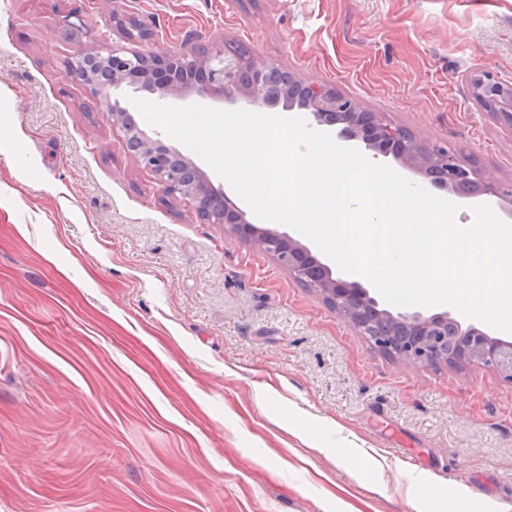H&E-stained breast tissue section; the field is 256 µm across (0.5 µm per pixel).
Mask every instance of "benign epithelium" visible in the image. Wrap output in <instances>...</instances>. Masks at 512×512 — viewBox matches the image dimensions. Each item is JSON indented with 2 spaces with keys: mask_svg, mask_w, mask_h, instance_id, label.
I'll return each mask as SVG.
<instances>
[{
  "mask_svg": "<svg viewBox=\"0 0 512 512\" xmlns=\"http://www.w3.org/2000/svg\"><path fill=\"white\" fill-rule=\"evenodd\" d=\"M92 2L105 19L104 32L88 27L79 9L60 16L62 28L84 32L91 43L67 61V76L84 87L88 111L111 117L112 128L122 133L127 150L168 194L192 200L197 219L222 224L253 250L273 257L382 353L421 367L479 362L512 380V341L493 337L473 324L464 328L447 311L425 315L419 311L393 313L380 307L368 289L333 276L326 264L288 233L251 223L245 211L230 204L213 187L204 171L149 137L130 120L125 108L110 102L108 90L126 84L174 98L194 91L230 104L240 100L262 107L280 103L287 111L299 108L310 112L319 125L340 126V139L361 142L377 155L392 156L403 167L431 178L439 190L453 191L463 182L476 180L479 194L510 203L511 183L505 185L481 175L445 145L423 144L404 128L363 110L352 97L305 84L268 61L229 56L212 42L205 46L187 43L179 51L164 55L110 47L107 40L111 31L132 43L150 40L154 32L143 22L127 26L123 15L112 8L113 0ZM472 96L497 124L512 132L511 86L485 75L473 79Z\"/></svg>",
  "mask_w": 512,
  "mask_h": 512,
  "instance_id": "benign-epithelium-1",
  "label": "benign epithelium"
}]
</instances>
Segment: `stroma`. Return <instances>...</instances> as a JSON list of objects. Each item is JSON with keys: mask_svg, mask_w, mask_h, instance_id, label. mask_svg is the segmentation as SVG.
Returning <instances> with one entry per match:
<instances>
[{"mask_svg": "<svg viewBox=\"0 0 512 512\" xmlns=\"http://www.w3.org/2000/svg\"><path fill=\"white\" fill-rule=\"evenodd\" d=\"M0 0V512H458L512 506V380L387 357L271 256L196 219L88 114L58 16ZM360 101L512 183L471 79L512 82V0H116ZM64 249L66 271L46 258ZM378 459L369 483L336 449Z\"/></svg>", "mask_w": 512, "mask_h": 512, "instance_id": "35a3bbf8", "label": "stroma"}]
</instances>
